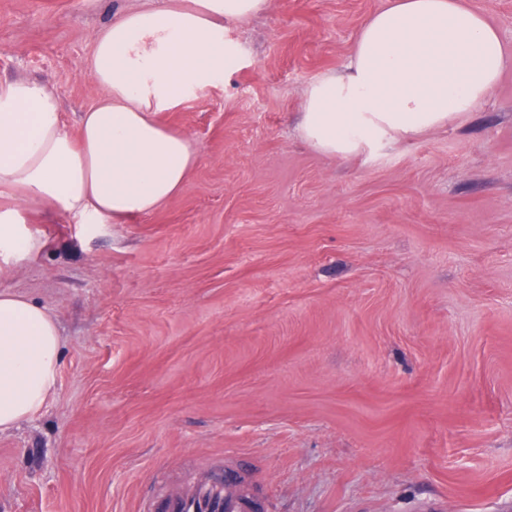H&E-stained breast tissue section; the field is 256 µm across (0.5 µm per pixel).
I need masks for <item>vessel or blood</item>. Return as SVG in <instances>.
I'll return each instance as SVG.
<instances>
[{
	"instance_id": "1",
	"label": "vessel or blood",
	"mask_w": 512,
	"mask_h": 512,
	"mask_svg": "<svg viewBox=\"0 0 512 512\" xmlns=\"http://www.w3.org/2000/svg\"><path fill=\"white\" fill-rule=\"evenodd\" d=\"M243 480L238 471L225 468L212 482L200 484L188 494H172L153 502L148 512H193L200 503L210 512H262L264 504L258 494L240 492Z\"/></svg>"
}]
</instances>
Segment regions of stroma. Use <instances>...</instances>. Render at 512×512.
Masks as SVG:
<instances>
[{
  "label": "stroma",
  "mask_w": 512,
  "mask_h": 512,
  "mask_svg": "<svg viewBox=\"0 0 512 512\" xmlns=\"http://www.w3.org/2000/svg\"><path fill=\"white\" fill-rule=\"evenodd\" d=\"M0 0V81L77 131L112 16ZM387 0H269L205 92L158 113L198 155L121 224L29 213L0 290L63 339L46 406L0 434V512H142L245 463L266 512H512V68L474 111L348 157L295 132Z\"/></svg>",
  "instance_id": "stroma-1"
}]
</instances>
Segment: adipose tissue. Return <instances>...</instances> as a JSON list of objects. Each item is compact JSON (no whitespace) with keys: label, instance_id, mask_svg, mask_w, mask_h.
I'll list each match as a JSON object with an SVG mask.
<instances>
[{"label":"adipose tissue","instance_id":"1","mask_svg":"<svg viewBox=\"0 0 512 512\" xmlns=\"http://www.w3.org/2000/svg\"><path fill=\"white\" fill-rule=\"evenodd\" d=\"M267 0H162L122 12L96 34L88 73L102 94L77 131L59 96L27 79L0 83V263L31 258L42 241L26 227L29 208L82 223H120L170 201L196 163L191 140L154 115L184 90L224 72L228 26ZM512 67V47L466 0H389L362 26L342 72L303 92L298 131L314 150L363 153L411 139L474 111ZM62 339L50 311L0 290V433L39 413L54 394Z\"/></svg>","mask_w":512,"mask_h":512}]
</instances>
